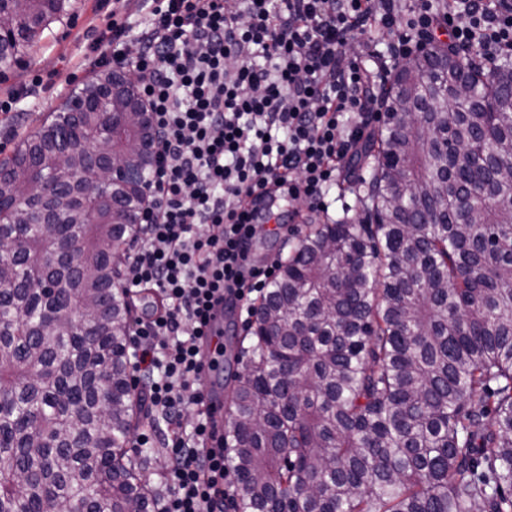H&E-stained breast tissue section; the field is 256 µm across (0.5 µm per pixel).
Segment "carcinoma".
I'll use <instances>...</instances> for the list:
<instances>
[{
    "label": "carcinoma",
    "instance_id": "obj_1",
    "mask_svg": "<svg viewBox=\"0 0 512 512\" xmlns=\"http://www.w3.org/2000/svg\"><path fill=\"white\" fill-rule=\"evenodd\" d=\"M71 0L0 8V73ZM0 171V512H156L118 289L144 176L127 74L98 72ZM361 213L308 224L254 310L224 422L236 512H512V57L399 66ZM118 114L112 151L87 145Z\"/></svg>",
    "mask_w": 512,
    "mask_h": 512
}]
</instances>
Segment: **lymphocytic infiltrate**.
Returning a JSON list of instances; mask_svg holds the SVG:
<instances>
[{"mask_svg":"<svg viewBox=\"0 0 512 512\" xmlns=\"http://www.w3.org/2000/svg\"><path fill=\"white\" fill-rule=\"evenodd\" d=\"M104 20L93 63L131 72L153 117L147 221L128 247L125 289L161 306L129 331L131 377L170 424L163 512H224L236 474L205 403L199 340L214 304L249 309L273 275L251 262L255 219L280 190L311 208L375 110L369 85L448 27L452 48L512 52V0H136ZM393 38L367 68L351 43ZM190 430H182L185 414Z\"/></svg>","mask_w":512,"mask_h":512,"instance_id":"f902f5d3","label":"lymphocytic infiltrate"}]
</instances>
